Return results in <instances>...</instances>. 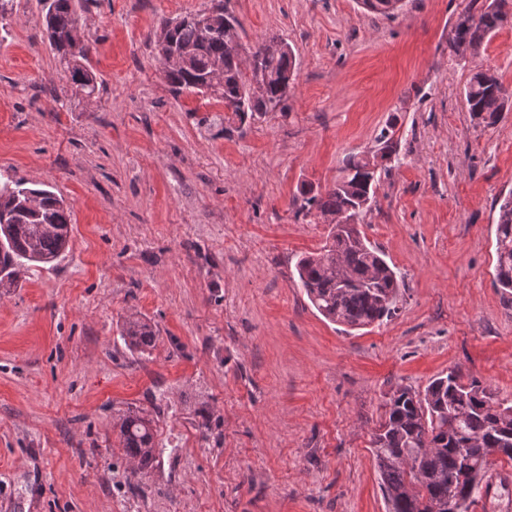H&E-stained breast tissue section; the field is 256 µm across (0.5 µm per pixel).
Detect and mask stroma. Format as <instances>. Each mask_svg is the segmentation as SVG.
<instances>
[{
    "label": "stroma",
    "instance_id": "1",
    "mask_svg": "<svg viewBox=\"0 0 512 512\" xmlns=\"http://www.w3.org/2000/svg\"><path fill=\"white\" fill-rule=\"evenodd\" d=\"M97 92L76 97L38 0H13L0 42V173L62 197L69 249L0 295V512H388L371 450L384 404L448 369L512 405V295L494 285L512 194V110L485 126L471 74L512 90V23L458 60L470 0H226L243 49L284 39L283 111L223 125L174 95L164 20L213 0H83ZM212 117L199 125L200 117ZM394 124L398 158L361 226L402 285L396 314L343 332L297 286L326 226L298 215L343 159ZM133 313L159 338L119 334ZM153 415L139 475L112 425ZM120 336L126 346L133 351L145 352L155 346L156 326L143 316H129L120 325Z\"/></svg>",
    "mask_w": 512,
    "mask_h": 512
}]
</instances>
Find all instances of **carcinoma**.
<instances>
[{
	"mask_svg": "<svg viewBox=\"0 0 512 512\" xmlns=\"http://www.w3.org/2000/svg\"><path fill=\"white\" fill-rule=\"evenodd\" d=\"M50 46L69 72L75 92L91 98L96 76L88 67L90 47L77 35L80 0H39ZM369 12L393 17L402 0H360ZM509 0H471L454 30L458 59L473 56L488 35L507 20ZM213 26L204 29L180 16L162 24L157 41L159 60L171 91L210 93L224 103L227 123L265 118L288 99V80L295 56L288 43L273 37L253 48L264 75L260 88L244 74L233 53L224 19L233 18L223 0L210 11ZM467 112L487 126L509 109L512 94L488 71L472 74L464 90ZM376 149L343 160L336 183L323 193L302 189L298 213L328 223L326 242L317 253L301 256L296 271L313 307L327 320L351 329L382 324L396 313L400 282L385 259L361 231L372 210L377 172L390 170L397 157L394 131L384 129ZM345 217L348 224L336 220ZM71 213L48 189L0 180V288H14L20 276L38 264L57 260L69 247ZM497 287L512 293V195L499 206L496 229ZM120 336L132 351L155 346L157 329L143 316H129ZM120 447L135 476L160 453L153 420L130 413L120 418ZM506 448L500 459L512 461V405L496 402L476 379L464 380L455 368L432 379L423 391L399 387L385 404L372 435V453L389 512H448V496L458 512H468L488 490L485 478L492 449Z\"/></svg>",
	"mask_w": 512,
	"mask_h": 512,
	"instance_id": "cac0c4a2",
	"label": "carcinoma"
}]
</instances>
